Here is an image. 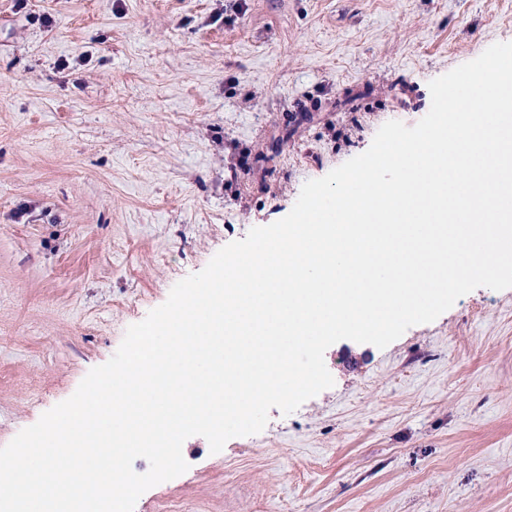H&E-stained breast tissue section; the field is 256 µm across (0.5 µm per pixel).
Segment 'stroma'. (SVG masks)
<instances>
[{
    "label": "stroma",
    "mask_w": 512,
    "mask_h": 512,
    "mask_svg": "<svg viewBox=\"0 0 512 512\" xmlns=\"http://www.w3.org/2000/svg\"><path fill=\"white\" fill-rule=\"evenodd\" d=\"M497 42L512 0H0V447ZM324 360L134 512H512V288Z\"/></svg>",
    "instance_id": "35a3bbf8"
}]
</instances>
